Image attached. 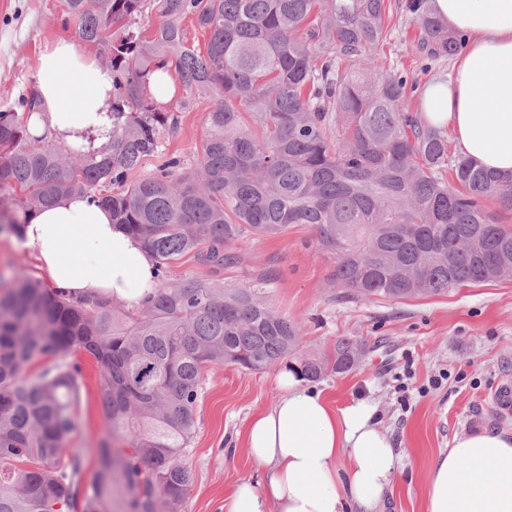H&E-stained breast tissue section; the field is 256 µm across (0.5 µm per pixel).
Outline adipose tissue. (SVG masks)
<instances>
[{
	"label": "adipose tissue",
	"mask_w": 512,
	"mask_h": 512,
	"mask_svg": "<svg viewBox=\"0 0 512 512\" xmlns=\"http://www.w3.org/2000/svg\"><path fill=\"white\" fill-rule=\"evenodd\" d=\"M432 9L449 30L465 35L469 49L453 75L424 85L423 114L452 134L461 155L512 173V0H432ZM37 92L33 134L66 147L107 142L112 73L87 48L47 45ZM20 222L22 244L47 284L68 297L136 309L156 286L142 239L87 197H62ZM278 385L275 405L255 414L247 430L258 471L225 497L224 512H379L402 458L375 406L361 399L333 408L290 370L279 374ZM426 512H512V429L454 438L429 468Z\"/></svg>",
	"instance_id": "ef3b65f1"
}]
</instances>
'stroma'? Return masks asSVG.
<instances>
[{
  "mask_svg": "<svg viewBox=\"0 0 512 512\" xmlns=\"http://www.w3.org/2000/svg\"><path fill=\"white\" fill-rule=\"evenodd\" d=\"M391 22L393 36L380 50L387 67L408 69L422 84L450 75L447 61L424 67L419 29L409 18L396 9ZM79 39L64 0H0V111L12 110L21 94L35 88L38 59L48 44ZM177 118L161 131L164 149L194 162L205 134L204 114L194 108ZM232 251L234 264L217 268L188 255L172 275L259 290L275 312L298 324L303 354L332 351L343 337L364 344L352 371L327 373L316 386L338 407L358 399L376 405L403 458L383 512H425L429 467L453 437L512 428V410L493 398L501 384L512 385V277L467 284L445 296L358 298L336 287L333 261L318 249L308 225H293L276 237L242 239ZM77 358L80 400L67 445L83 450L89 481L104 429L102 396L95 359L83 352ZM279 372L276 366L256 372L233 365L207 369L185 459L193 473L185 512H224L225 493L255 473L245 429L252 414L277 401Z\"/></svg>",
  "mask_w": 512,
  "mask_h": 512,
  "instance_id": "obj_1",
  "label": "stroma"
}]
</instances>
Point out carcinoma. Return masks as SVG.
<instances>
[{
	"label": "carcinoma",
	"mask_w": 512,
	"mask_h": 512,
	"mask_svg": "<svg viewBox=\"0 0 512 512\" xmlns=\"http://www.w3.org/2000/svg\"><path fill=\"white\" fill-rule=\"evenodd\" d=\"M82 39L112 71V135L83 152L28 125L31 91L0 112V232L18 236V214L79 194L108 207L112 223L143 239L157 288L123 310L72 300L24 272L0 289V512H184L193 482L182 462L193 437L205 371L266 370L296 353L300 329L254 292L170 280L193 253L234 262L233 243L311 226L334 261L332 280L357 297L445 296L497 280L512 267V225L482 201L512 210V175L448 153L444 132L410 110L407 73H385L391 39L386 0H65ZM419 29L418 46L441 62L461 54L429 0L397 4ZM151 10L144 39L128 31ZM190 19L209 39L186 43ZM173 67L187 110L204 106L198 164L162 154L160 129L177 116L158 107L148 76ZM452 171L454 183L444 176ZM83 351L99 367L105 434L94 481L66 447L75 427ZM363 344L344 337L300 362L310 380L351 371Z\"/></svg>",
	"instance_id": "1"
}]
</instances>
